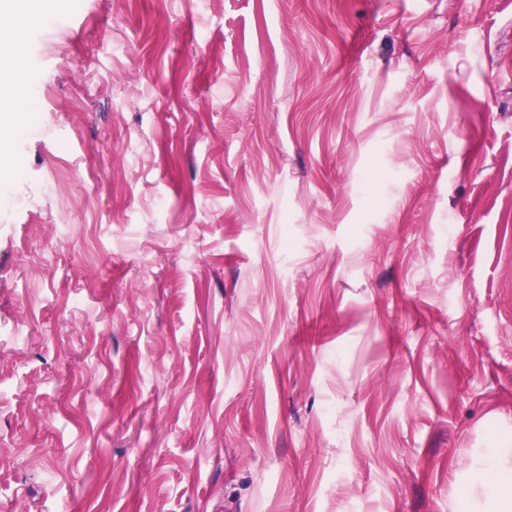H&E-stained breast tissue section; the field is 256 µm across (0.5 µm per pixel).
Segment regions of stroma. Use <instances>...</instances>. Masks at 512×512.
I'll list each match as a JSON object with an SVG mask.
<instances>
[{"mask_svg":"<svg viewBox=\"0 0 512 512\" xmlns=\"http://www.w3.org/2000/svg\"><path fill=\"white\" fill-rule=\"evenodd\" d=\"M49 5L0 21V512H482L512 0Z\"/></svg>","mask_w":512,"mask_h":512,"instance_id":"35a3bbf8","label":"stroma"}]
</instances>
